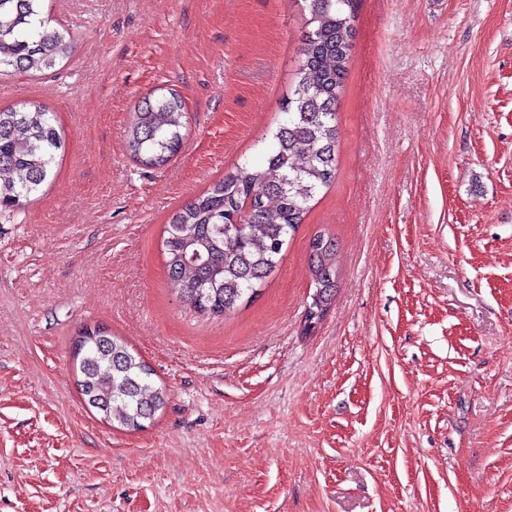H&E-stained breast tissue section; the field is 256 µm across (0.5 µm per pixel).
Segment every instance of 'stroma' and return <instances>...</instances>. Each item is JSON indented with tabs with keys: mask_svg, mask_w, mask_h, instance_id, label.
Listing matches in <instances>:
<instances>
[{
	"mask_svg": "<svg viewBox=\"0 0 512 512\" xmlns=\"http://www.w3.org/2000/svg\"><path fill=\"white\" fill-rule=\"evenodd\" d=\"M74 50L0 71V108L65 146L0 216V512H512V0H358L335 181L260 295L220 318L170 290V215L284 121L303 0H42ZM179 93V152L123 131ZM338 244L313 331L307 243ZM101 325L165 386L140 431L78 391ZM185 114V102L177 93L144 97L124 134L127 151L142 166H164L179 150Z\"/></svg>",
	"mask_w": 512,
	"mask_h": 512,
	"instance_id": "35a3bbf8",
	"label": "stroma"
}]
</instances>
